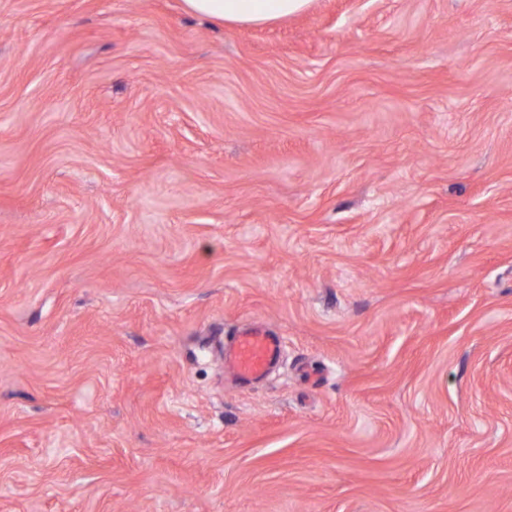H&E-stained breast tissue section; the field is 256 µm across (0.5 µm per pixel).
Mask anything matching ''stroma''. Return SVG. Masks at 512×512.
<instances>
[{"label":"stroma","instance_id":"stroma-1","mask_svg":"<svg viewBox=\"0 0 512 512\" xmlns=\"http://www.w3.org/2000/svg\"><path fill=\"white\" fill-rule=\"evenodd\" d=\"M0 512H512V0H0ZM310 0H183L185 10L221 24L262 25L304 10ZM283 339L270 336L262 326L240 330L224 357L226 371L239 377H259L281 356Z\"/></svg>","mask_w":512,"mask_h":512}]
</instances>
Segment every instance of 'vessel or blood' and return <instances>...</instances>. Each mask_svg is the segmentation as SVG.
I'll use <instances>...</instances> for the list:
<instances>
[{
    "label": "vessel or blood",
    "mask_w": 512,
    "mask_h": 512,
    "mask_svg": "<svg viewBox=\"0 0 512 512\" xmlns=\"http://www.w3.org/2000/svg\"><path fill=\"white\" fill-rule=\"evenodd\" d=\"M282 352V338L256 325L233 336L231 348L224 357V368L239 377H259Z\"/></svg>",
    "instance_id": "obj_1"
}]
</instances>
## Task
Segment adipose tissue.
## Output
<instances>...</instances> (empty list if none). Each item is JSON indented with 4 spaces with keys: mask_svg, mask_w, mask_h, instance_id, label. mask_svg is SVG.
Masks as SVG:
<instances>
[{
    "mask_svg": "<svg viewBox=\"0 0 512 512\" xmlns=\"http://www.w3.org/2000/svg\"><path fill=\"white\" fill-rule=\"evenodd\" d=\"M310 0H183L185 10L221 24L262 25L304 10Z\"/></svg>",
    "mask_w": 512,
    "mask_h": 512,
    "instance_id": "1",
    "label": "adipose tissue"
}]
</instances>
